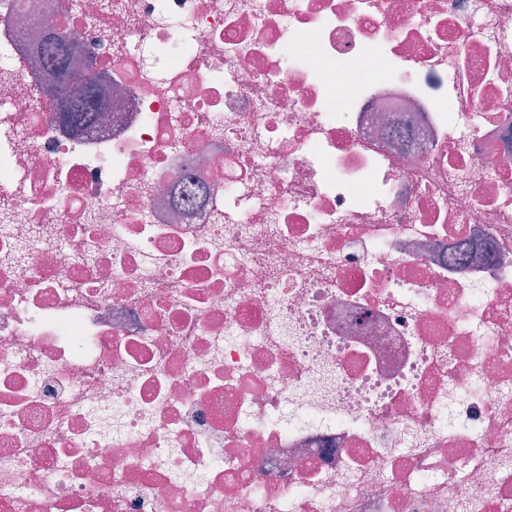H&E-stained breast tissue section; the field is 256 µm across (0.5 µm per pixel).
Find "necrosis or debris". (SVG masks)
I'll use <instances>...</instances> for the list:
<instances>
[{
	"instance_id": "necrosis-or-debris-1",
	"label": "necrosis or debris",
	"mask_w": 512,
	"mask_h": 512,
	"mask_svg": "<svg viewBox=\"0 0 512 512\" xmlns=\"http://www.w3.org/2000/svg\"><path fill=\"white\" fill-rule=\"evenodd\" d=\"M0 512H512V0H0ZM67 55V44L61 38H54L45 44L41 58L56 66V71L69 80L66 101L61 112L69 126L78 128L94 119L91 109L93 81L88 77L72 75L68 70Z\"/></svg>"
}]
</instances>
